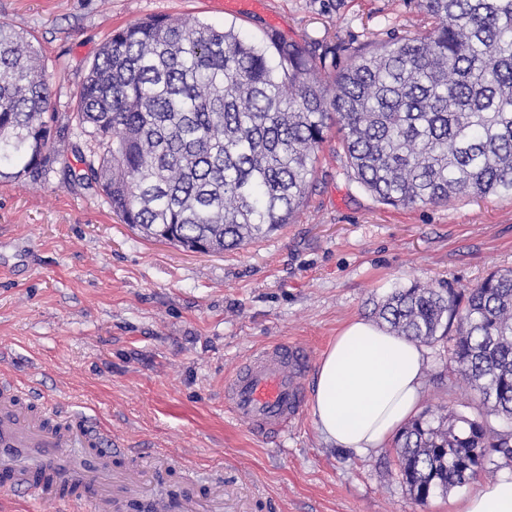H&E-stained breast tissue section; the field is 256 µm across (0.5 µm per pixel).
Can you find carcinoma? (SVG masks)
<instances>
[{
  "label": "carcinoma",
  "mask_w": 512,
  "mask_h": 512,
  "mask_svg": "<svg viewBox=\"0 0 512 512\" xmlns=\"http://www.w3.org/2000/svg\"><path fill=\"white\" fill-rule=\"evenodd\" d=\"M421 37L319 53L234 26L149 17L112 34L76 92L88 171L112 209L183 248H243L290 224L336 126L356 181L384 205L512 198V0H421ZM333 72L332 82L325 74ZM40 49L0 22V177L38 180L69 127L47 116ZM378 317L420 343L448 342L479 396L475 418L425 413L397 438L420 504L512 462V268L447 293L395 289Z\"/></svg>",
  "instance_id": "obj_1"
}]
</instances>
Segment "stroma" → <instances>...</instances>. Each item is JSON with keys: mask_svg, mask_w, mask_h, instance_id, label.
Masks as SVG:
<instances>
[{"mask_svg": "<svg viewBox=\"0 0 512 512\" xmlns=\"http://www.w3.org/2000/svg\"><path fill=\"white\" fill-rule=\"evenodd\" d=\"M243 17L224 0H0V22L41 49L59 122L75 112L86 70L113 30L149 16L235 25L317 49L423 30L416 0H264ZM46 180L0 179V376L36 386L61 416H86L125 448L124 468L159 451L167 468L147 499L224 487L220 512H457L472 483L417 504L395 444L357 454L327 442L311 412L261 440L224 407V379L254 350L299 346L302 383L349 321L375 322L393 289L420 282L457 292L512 268V199L394 208L355 180L335 138L319 154L293 223L244 248L197 253L123 224L85 179L72 129ZM421 411L475 417L477 394L456 375L446 342L426 345ZM0 512H68L63 500L0 480Z\"/></svg>", "mask_w": 512, "mask_h": 512, "instance_id": "35a3bbf8", "label": "stroma"}]
</instances>
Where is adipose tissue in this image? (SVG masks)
I'll return each mask as SVG.
<instances>
[{"label": "adipose tissue", "instance_id": "adipose-tissue-1", "mask_svg": "<svg viewBox=\"0 0 512 512\" xmlns=\"http://www.w3.org/2000/svg\"><path fill=\"white\" fill-rule=\"evenodd\" d=\"M427 358L419 343L356 320L318 363L312 416L334 445L366 454L385 447L417 413ZM458 512H512V478L479 484Z\"/></svg>", "mask_w": 512, "mask_h": 512}]
</instances>
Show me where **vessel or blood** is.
<instances>
[{
    "label": "vessel or blood",
    "instance_id": "1",
    "mask_svg": "<svg viewBox=\"0 0 512 512\" xmlns=\"http://www.w3.org/2000/svg\"><path fill=\"white\" fill-rule=\"evenodd\" d=\"M305 354L288 344L271 345L249 354L224 382V406L245 422L252 434L272 439L287 432L302 415ZM103 434L77 423L56 422L54 407L35 389L10 378L0 380V469L16 486H38L54 494L58 483L72 476L73 446L96 454L98 463L82 472L96 489L93 499L69 498L72 512H114L112 458Z\"/></svg>",
    "mask_w": 512,
    "mask_h": 512
}]
</instances>
